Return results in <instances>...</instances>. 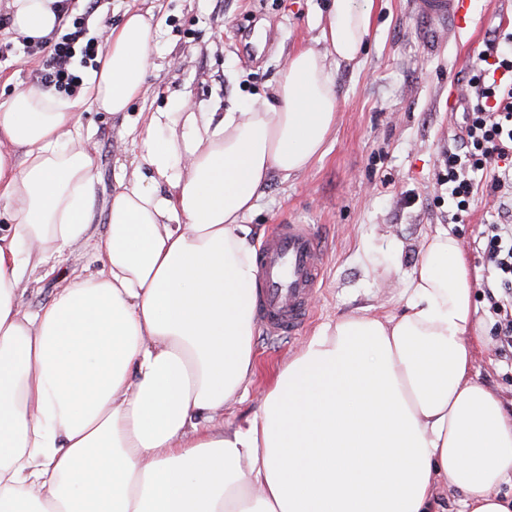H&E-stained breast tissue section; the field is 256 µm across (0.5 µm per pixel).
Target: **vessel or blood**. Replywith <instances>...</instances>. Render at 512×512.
I'll use <instances>...</instances> for the list:
<instances>
[{
  "label": "vessel or blood",
  "mask_w": 512,
  "mask_h": 512,
  "mask_svg": "<svg viewBox=\"0 0 512 512\" xmlns=\"http://www.w3.org/2000/svg\"><path fill=\"white\" fill-rule=\"evenodd\" d=\"M418 14L449 33L472 25L473 0H416ZM260 295L257 314L266 336L297 335L307 324L310 302L324 279L323 249L308 224H278L264 237L256 258Z\"/></svg>",
  "instance_id": "b4317fda"
}]
</instances>
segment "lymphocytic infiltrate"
Listing matches in <instances>:
<instances>
[{"mask_svg":"<svg viewBox=\"0 0 512 512\" xmlns=\"http://www.w3.org/2000/svg\"><path fill=\"white\" fill-rule=\"evenodd\" d=\"M100 44L87 38L82 21L52 45L27 44L28 54L42 55L38 85L68 95L80 86L75 56L95 60ZM470 92L464 100V121L444 157L448 196L457 213L469 211L479 193L512 197V34L489 39L476 63L468 68ZM484 258L490 269L489 302L496 312L512 309V215L500 212L489 224Z\"/></svg>","mask_w":512,"mask_h":512,"instance_id":"1","label":"lymphocytic infiltrate"}]
</instances>
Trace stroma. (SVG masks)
I'll return each instance as SVG.
<instances>
[{
  "label": "stroma",
  "instance_id": "obj_1",
  "mask_svg": "<svg viewBox=\"0 0 512 512\" xmlns=\"http://www.w3.org/2000/svg\"><path fill=\"white\" fill-rule=\"evenodd\" d=\"M330 0H101L85 20L97 36L96 18L117 25L127 10L151 12L159 26L153 67L143 94L127 112L81 115L86 146L97 160L94 234L107 229L106 202L121 180L138 174L135 128L147 114L185 97L193 111L224 114L254 97H271L288 56L321 33L317 20ZM475 29L459 36L435 33L413 0H375L370 34L356 64L336 70L338 118L324 156L303 173L273 177L246 218L257 238L276 224H310L322 244L326 276L311 302L312 317L288 339L254 337L258 364L246 396L224 412L228 428L246 426L273 376L325 324L355 315H398L401 290L419 260L421 242L454 212L442 159L460 131V110L449 91L464 94L467 65L488 39L512 32V0H476ZM0 95L33 85L43 59L23 52L21 41L0 28ZM499 207L476 196L463 223L453 224L474 281L484 273L482 233ZM93 242L74 245L26 295L29 309L44 304L65 276L91 272ZM485 345L477 353L478 382L512 401V365L498 349L495 316L486 298L476 301Z\"/></svg>",
  "mask_w": 512,
  "mask_h": 512
}]
</instances>
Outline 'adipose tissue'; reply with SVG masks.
Here are the masks:
<instances>
[{"label": "adipose tissue", "mask_w": 512, "mask_h": 512, "mask_svg": "<svg viewBox=\"0 0 512 512\" xmlns=\"http://www.w3.org/2000/svg\"><path fill=\"white\" fill-rule=\"evenodd\" d=\"M57 0H11V30L62 29ZM374 0H332L321 36L282 67L272 99L200 119L186 100L137 140L149 178L120 182L91 237L95 158L82 112H127L158 27L104 28L81 92L0 98V512H512V412L474 376L483 335L450 228L425 239L399 315L338 319L277 373L246 427L212 422L254 375L258 240L246 217L273 176L325 153L332 63L352 64ZM183 124L182 136H166ZM93 240L101 263L36 311L38 272Z\"/></svg>", "instance_id": "adipose-tissue-1"}]
</instances>
